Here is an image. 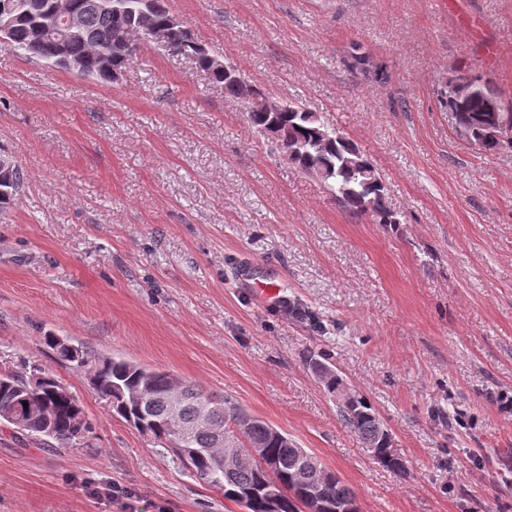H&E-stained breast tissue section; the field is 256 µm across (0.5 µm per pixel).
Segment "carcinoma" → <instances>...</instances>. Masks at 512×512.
I'll list each match as a JSON object with an SVG mask.
<instances>
[{
  "instance_id": "obj_1",
  "label": "carcinoma",
  "mask_w": 512,
  "mask_h": 512,
  "mask_svg": "<svg viewBox=\"0 0 512 512\" xmlns=\"http://www.w3.org/2000/svg\"><path fill=\"white\" fill-rule=\"evenodd\" d=\"M77 27L47 26L57 14L58 0H0V40L24 56L54 68L74 71L102 81L114 79L138 52L134 40L140 15L129 10L133 0H66ZM172 14L157 5L148 21L166 33L167 47L176 55L192 56L224 87V94L245 105L253 127L271 129L279 153L288 163L322 180L332 196L352 212L369 214L375 223L394 227L397 220L387 203L386 188L372 164L344 135L337 136L317 113L288 103L274 114L256 88L224 76V61L199 43L185 25H174ZM441 90L442 106L452 113L457 131L480 149L512 152V140L494 137L496 125L512 122V101L481 72L453 69ZM10 182H0V212L10 208L24 186L22 170L12 164ZM45 344L56 358L86 374L93 389L105 398L112 413L153 442L181 448L178 458L195 480L245 508L246 512H336L356 502L352 490L317 457L266 421L246 413L232 400L207 394L191 381L124 359L99 356L52 333ZM308 362L328 371L323 379L334 397L343 380L319 352ZM41 383L9 373L0 376V425L11 437L38 445L56 443L72 448L89 442L93 425L81 402L59 380L37 370ZM345 426L367 448L380 452L378 462L395 474L405 473L392 437L377 427L379 417L366 398L338 407ZM261 446L256 458L251 448Z\"/></svg>"
}]
</instances>
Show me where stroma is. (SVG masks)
Wrapping results in <instances>:
<instances>
[{
  "mask_svg": "<svg viewBox=\"0 0 512 512\" xmlns=\"http://www.w3.org/2000/svg\"><path fill=\"white\" fill-rule=\"evenodd\" d=\"M164 5L267 99L343 131L398 224L337 202L154 35L111 82L0 44V151L25 178L0 214V371L52 374L94 426L88 448L0 434V512H242L115 417L48 332L227 396L359 512H512V153L472 147L439 103L459 66L512 99V0ZM247 267L279 300L257 301ZM323 350L405 475L342 424L306 365Z\"/></svg>",
  "mask_w": 512,
  "mask_h": 512,
  "instance_id": "35a3bbf8",
  "label": "stroma"
}]
</instances>
